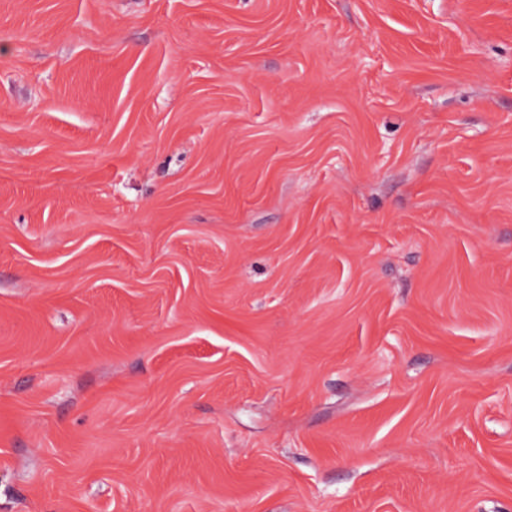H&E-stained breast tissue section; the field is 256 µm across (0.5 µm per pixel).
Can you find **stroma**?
Instances as JSON below:
<instances>
[{"instance_id":"stroma-1","label":"stroma","mask_w":512,"mask_h":512,"mask_svg":"<svg viewBox=\"0 0 512 512\" xmlns=\"http://www.w3.org/2000/svg\"><path fill=\"white\" fill-rule=\"evenodd\" d=\"M0 512H512V0H0Z\"/></svg>"}]
</instances>
